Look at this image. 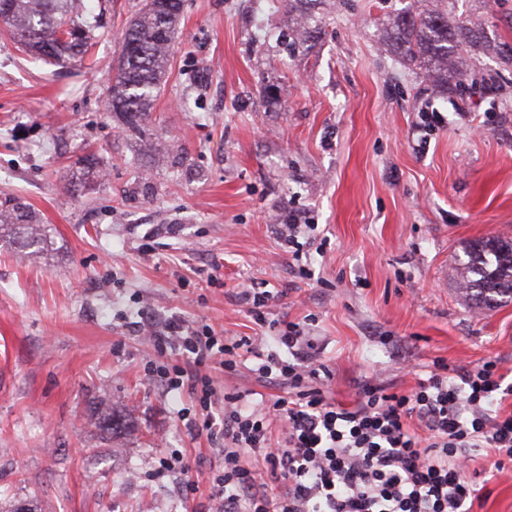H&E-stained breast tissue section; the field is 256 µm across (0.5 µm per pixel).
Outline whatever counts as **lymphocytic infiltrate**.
I'll return each mask as SVG.
<instances>
[{
    "instance_id": "lymphocytic-infiltrate-1",
    "label": "lymphocytic infiltrate",
    "mask_w": 512,
    "mask_h": 512,
    "mask_svg": "<svg viewBox=\"0 0 512 512\" xmlns=\"http://www.w3.org/2000/svg\"><path fill=\"white\" fill-rule=\"evenodd\" d=\"M145 335L159 354L183 358L149 375L172 391L189 388L207 413L199 431L224 443V465L211 477L212 512H473L480 494L470 450L491 456L489 476L512 467V411L496 405L512 395L501 360L453 369L434 362L408 395L366 382L347 406L327 396L299 324L280 330L284 357L257 339L182 320ZM243 350L260 355V377L287 385L286 395L255 408L246 394L217 389L212 363L234 373ZM276 425L283 442L275 447Z\"/></svg>"
}]
</instances>
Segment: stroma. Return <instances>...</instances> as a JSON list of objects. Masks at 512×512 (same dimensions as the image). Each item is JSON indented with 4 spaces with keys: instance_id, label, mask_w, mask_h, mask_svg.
Here are the masks:
<instances>
[{
    "instance_id": "obj_1",
    "label": "stroma",
    "mask_w": 512,
    "mask_h": 512,
    "mask_svg": "<svg viewBox=\"0 0 512 512\" xmlns=\"http://www.w3.org/2000/svg\"><path fill=\"white\" fill-rule=\"evenodd\" d=\"M355 2L322 0L318 39L292 52L283 0H184L136 132L106 103L141 0H86L102 16L93 67L46 64L0 35V194L21 196L52 241L25 258L0 242V512H207L222 460L182 416L190 392L148 377L162 358L138 330L146 315L269 350L274 320L303 324L344 404L365 379L411 391L437 359L512 371V303L472 307L455 264L474 240L512 237V89L431 86L382 41L401 0ZM84 155L102 177L74 173ZM291 209L329 238L309 250L310 280L274 234ZM254 283L278 294L263 327L241 298ZM257 366L246 354L236 374H211L277 394ZM101 406L126 419L121 434L95 427ZM175 451L189 474L159 472Z\"/></svg>"
}]
</instances>
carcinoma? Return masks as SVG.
Segmentation results:
<instances>
[{
	"instance_id": "1",
	"label": "carcinoma",
	"mask_w": 512,
	"mask_h": 512,
	"mask_svg": "<svg viewBox=\"0 0 512 512\" xmlns=\"http://www.w3.org/2000/svg\"><path fill=\"white\" fill-rule=\"evenodd\" d=\"M3 32L21 47L50 64L83 59L92 47V29L78 0H3ZM318 0H288L298 11L289 46L304 47L317 38L311 10ZM410 0L395 15L387 33L393 53L418 66L433 82H448V72L471 80L483 93L499 94L505 83L487 78L477 66L481 56L493 53L512 64V37H489L485 24L456 14L458 0ZM183 11V0H144L143 6L121 34L112 70L108 108L124 125L137 129L146 119L168 61V52ZM48 229L35 210L15 197L0 198V241L8 239L19 251L38 254L48 250ZM459 263L461 294L478 308L512 301V238L476 241L464 248ZM97 423L116 433L120 422L109 408L97 413Z\"/></svg>"
}]
</instances>
